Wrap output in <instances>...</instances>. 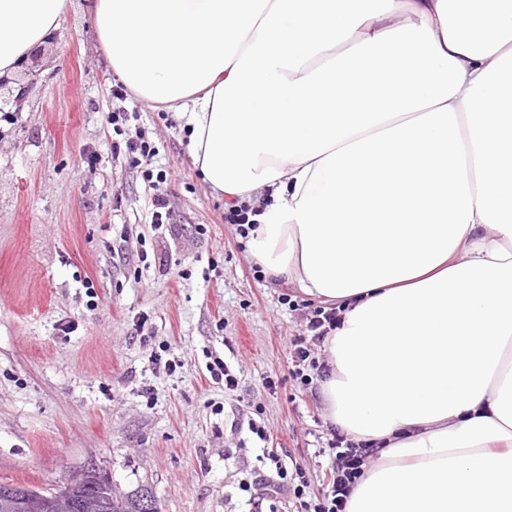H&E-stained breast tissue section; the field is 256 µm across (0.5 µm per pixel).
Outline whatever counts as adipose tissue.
Here are the masks:
<instances>
[{
  "label": "adipose tissue",
  "mask_w": 512,
  "mask_h": 512,
  "mask_svg": "<svg viewBox=\"0 0 512 512\" xmlns=\"http://www.w3.org/2000/svg\"><path fill=\"white\" fill-rule=\"evenodd\" d=\"M66 0H0V75ZM251 256L323 304L349 512H512V0H93Z\"/></svg>",
  "instance_id": "1"
}]
</instances>
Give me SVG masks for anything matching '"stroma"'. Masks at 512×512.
I'll list each match as a JSON object with an SVG mask.
<instances>
[{
	"label": "stroma",
	"mask_w": 512,
	"mask_h": 512,
	"mask_svg": "<svg viewBox=\"0 0 512 512\" xmlns=\"http://www.w3.org/2000/svg\"><path fill=\"white\" fill-rule=\"evenodd\" d=\"M39 67L23 110L0 118V482L61 486L92 462L114 496L151 492L159 512H269L240 488L269 447L320 489L332 422L320 382L289 376L304 323L287 302L302 293L257 277L182 120L113 97L90 0H67ZM118 110L155 143L163 183L119 151ZM159 192L177 236L151 222ZM213 358L236 388L212 383Z\"/></svg>",
	"instance_id": "stroma-1"
}]
</instances>
